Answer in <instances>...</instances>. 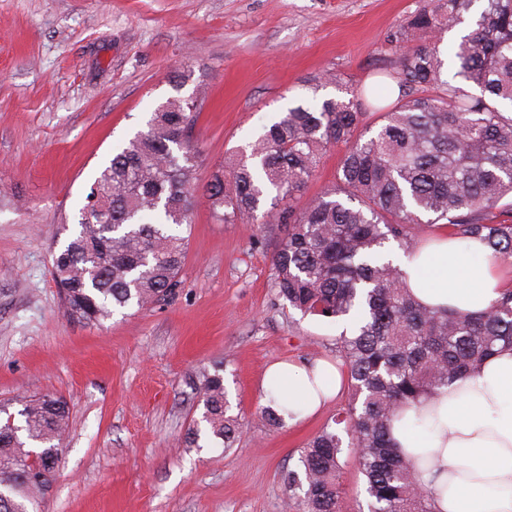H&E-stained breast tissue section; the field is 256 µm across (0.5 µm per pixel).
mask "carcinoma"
<instances>
[{"instance_id": "carcinoma-1", "label": "carcinoma", "mask_w": 512, "mask_h": 512, "mask_svg": "<svg viewBox=\"0 0 512 512\" xmlns=\"http://www.w3.org/2000/svg\"><path fill=\"white\" fill-rule=\"evenodd\" d=\"M477 0H422L385 41L401 51L396 83L359 88L346 102L299 104L263 127L250 151L214 167L203 187L220 223H288L272 256V288L288 308L336 325L350 398L341 416L366 478L370 512H433L429 490L388 437L397 410L418 407L448 383L478 371L497 348L512 347V288L481 312L422 305L394 264L419 252L422 227L446 222L461 243L478 239L488 258L512 259V0H482L462 37L448 80L445 32ZM398 88L390 108L383 103ZM206 94L173 96L112 154L90 186L76 229L52 253L63 316L85 325L114 312L147 309L174 293L183 267L200 150L185 135ZM380 110L375 129L364 105ZM347 147L336 180L300 210H277L302 191L332 146ZM192 388L202 404L185 446L232 447L241 423L229 414L220 371L203 369ZM288 408L270 389L262 414L284 425ZM17 431L0 428V512H38L60 461L69 409L45 394L22 400ZM42 449V481L29 477L32 447ZM342 439L327 426L288 472V504L303 493L307 512H337Z\"/></svg>"}]
</instances>
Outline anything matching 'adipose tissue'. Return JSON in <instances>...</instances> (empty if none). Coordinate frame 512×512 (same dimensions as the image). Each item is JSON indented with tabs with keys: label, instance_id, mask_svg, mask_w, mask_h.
Returning <instances> with one entry per match:
<instances>
[{
	"label": "adipose tissue",
	"instance_id": "1",
	"mask_svg": "<svg viewBox=\"0 0 512 512\" xmlns=\"http://www.w3.org/2000/svg\"><path fill=\"white\" fill-rule=\"evenodd\" d=\"M482 242L461 247L441 229L413 259H401L407 283L425 305L477 312L505 288ZM282 379L301 401L299 422L317 414L342 385L339 362L271 365L266 381ZM390 438L430 490L434 512H512V348L500 349L474 375L442 388L423 408H402Z\"/></svg>",
	"mask_w": 512,
	"mask_h": 512
}]
</instances>
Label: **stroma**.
I'll return each instance as SVG.
<instances>
[{"instance_id": "1", "label": "stroma", "mask_w": 512, "mask_h": 512, "mask_svg": "<svg viewBox=\"0 0 512 512\" xmlns=\"http://www.w3.org/2000/svg\"><path fill=\"white\" fill-rule=\"evenodd\" d=\"M420 0H0V406L56 394L72 426L41 512H284L301 448L346 407L270 424L262 378L280 360L335 359V323L282 306L271 257L281 224H222L196 196L180 285L151 310L102 325L63 314L50 269L99 169L190 73L208 89L192 133L199 179L246 148L278 112L348 99L385 80V42ZM335 83L311 91L315 77ZM222 364L242 429L232 448H188L198 418L187 380ZM339 512H368L345 451Z\"/></svg>"}]
</instances>
